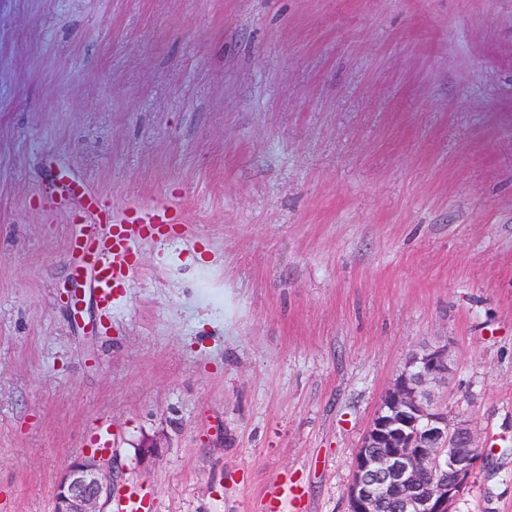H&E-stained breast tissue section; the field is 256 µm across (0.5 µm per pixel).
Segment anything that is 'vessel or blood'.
Returning <instances> with one entry per match:
<instances>
[{
  "mask_svg": "<svg viewBox=\"0 0 512 512\" xmlns=\"http://www.w3.org/2000/svg\"><path fill=\"white\" fill-rule=\"evenodd\" d=\"M173 222L172 207L155 204L113 220L107 235L84 232L71 239V253L94 266L95 290L104 306H111L113 291L123 287L130 277L136 243L143 238L166 237ZM153 509L152 499L136 490L115 505V512H153Z\"/></svg>",
  "mask_w": 512,
  "mask_h": 512,
  "instance_id": "1",
  "label": "vessel or blood"
}]
</instances>
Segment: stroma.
Here are the masks:
<instances>
[{
	"label": "stroma",
	"instance_id": "stroma-1",
	"mask_svg": "<svg viewBox=\"0 0 512 512\" xmlns=\"http://www.w3.org/2000/svg\"><path fill=\"white\" fill-rule=\"evenodd\" d=\"M152 203L170 236L72 307L75 227ZM438 341L455 512H512V0H0V512H52L102 423L114 498L344 512Z\"/></svg>",
	"mask_w": 512,
	"mask_h": 512
}]
</instances>
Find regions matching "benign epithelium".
Wrapping results in <instances>:
<instances>
[{
  "label": "benign epithelium",
  "instance_id": "obj_1",
  "mask_svg": "<svg viewBox=\"0 0 512 512\" xmlns=\"http://www.w3.org/2000/svg\"><path fill=\"white\" fill-rule=\"evenodd\" d=\"M452 371L448 346L413 353L382 397L354 456L346 512H381L385 493L406 490L400 512H453L479 461L477 430L435 398ZM113 462L86 454L64 470L53 512H106Z\"/></svg>",
  "mask_w": 512,
  "mask_h": 512
}]
</instances>
